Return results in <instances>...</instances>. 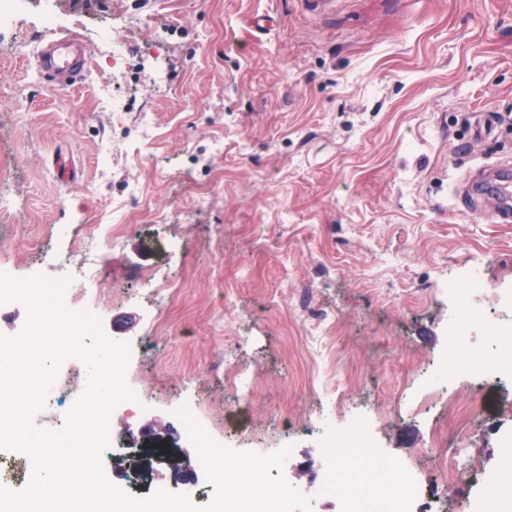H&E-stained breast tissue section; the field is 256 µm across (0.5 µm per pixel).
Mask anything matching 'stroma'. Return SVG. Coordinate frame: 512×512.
I'll use <instances>...</instances> for the list:
<instances>
[{
  "mask_svg": "<svg viewBox=\"0 0 512 512\" xmlns=\"http://www.w3.org/2000/svg\"><path fill=\"white\" fill-rule=\"evenodd\" d=\"M47 1L83 43L106 29L147 47L161 32L165 48L121 75L101 59L59 88L34 76ZM98 86L122 111L102 107ZM500 158L512 159V0H28L0 31V173L30 215L0 217V259L21 278L66 277L77 256L55 225L117 238L111 264L72 291L74 309L100 308L105 334L140 351L126 381L143 406L115 415L113 433L157 423L194 460L174 407L195 400L240 450L290 444L284 478L299 489L322 477L319 429L357 416L382 456L337 463L339 487L382 490L407 467L433 493L455 462L431 442L450 434L467 469L512 474L511 387L414 381L450 344L439 290L465 260L483 268L475 305L512 322V222L498 197H457ZM193 184L208 187L204 206ZM160 277L175 286L158 304ZM319 314L331 322L313 339L304 323Z\"/></svg>",
  "mask_w": 512,
  "mask_h": 512,
  "instance_id": "stroma-1",
  "label": "stroma"
}]
</instances>
